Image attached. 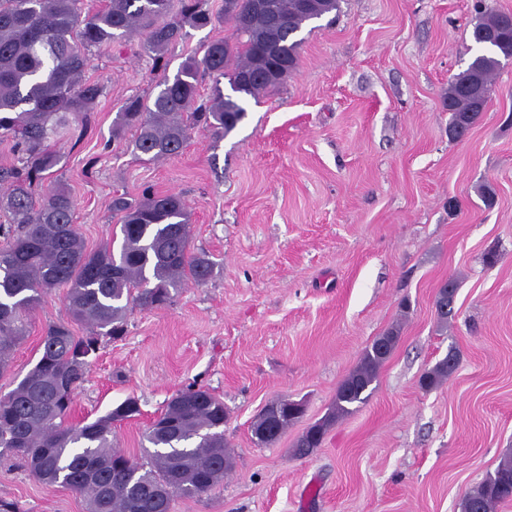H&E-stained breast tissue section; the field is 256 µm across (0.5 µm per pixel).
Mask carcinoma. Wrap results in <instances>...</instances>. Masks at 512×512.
<instances>
[{
  "label": "carcinoma",
  "mask_w": 512,
  "mask_h": 512,
  "mask_svg": "<svg viewBox=\"0 0 512 512\" xmlns=\"http://www.w3.org/2000/svg\"><path fill=\"white\" fill-rule=\"evenodd\" d=\"M224 0V17L208 0H106L86 15L80 0H0V141L12 142L14 162L0 167V372L13 348L29 333V316L58 288L71 321L52 323L40 337V357L7 394L0 396V459L24 461L48 488L66 487L84 498L86 512H174L180 497H201L234 467L224 441V402L201 388L178 391L146 433L152 450L141 459L112 444L116 424L141 415L128 398L92 422L69 421L74 395L100 350L101 338L125 332L129 306L162 307L186 283L213 277L216 263L191 250L187 207L176 194L142 193L112 198L120 216L119 253L105 244L86 249L74 223V200L63 189L37 199L33 187L59 165L47 142L82 123L101 89L83 78L91 49L136 32L145 49L162 56L185 27L219 22L232 33L207 44L202 58L190 57L177 73L158 82L148 101L132 97L114 122V132L134 131L132 147L143 161L178 155L191 133L234 129L249 100L281 84L298 65L307 22L340 9V0ZM507 13L480 14L472 37L477 52L448 84V133L465 137L480 120L495 73L512 56ZM215 86L205 102L200 79ZM228 81L232 94L220 88ZM400 329L390 328L362 354L336 390L330 412L297 439L303 457L321 446L336 419L365 403ZM455 359L437 363L421 380L432 388L448 377ZM301 416L284 408L267 411L253 425L257 442H275ZM512 501V456L464 497L462 512H493Z\"/></svg>",
  "instance_id": "carcinoma-1"
}]
</instances>
